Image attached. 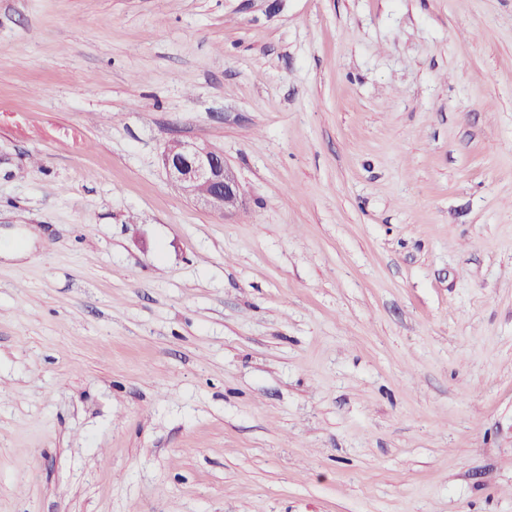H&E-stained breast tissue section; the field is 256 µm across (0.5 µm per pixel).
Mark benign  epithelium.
<instances>
[{"label":"benign epithelium","instance_id":"obj_1","mask_svg":"<svg viewBox=\"0 0 512 512\" xmlns=\"http://www.w3.org/2000/svg\"><path fill=\"white\" fill-rule=\"evenodd\" d=\"M163 164L171 182L192 202L220 215L240 202V185L224 156L203 143L170 141Z\"/></svg>","mask_w":512,"mask_h":512}]
</instances>
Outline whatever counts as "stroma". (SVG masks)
<instances>
[{"instance_id": "35a3bbf8", "label": "stroma", "mask_w": 512, "mask_h": 512, "mask_svg": "<svg viewBox=\"0 0 512 512\" xmlns=\"http://www.w3.org/2000/svg\"><path fill=\"white\" fill-rule=\"evenodd\" d=\"M28 229L0 512H512V0H0ZM162 160L171 182L195 204L223 216L240 202L236 173L211 146L172 140Z\"/></svg>"}]
</instances>
